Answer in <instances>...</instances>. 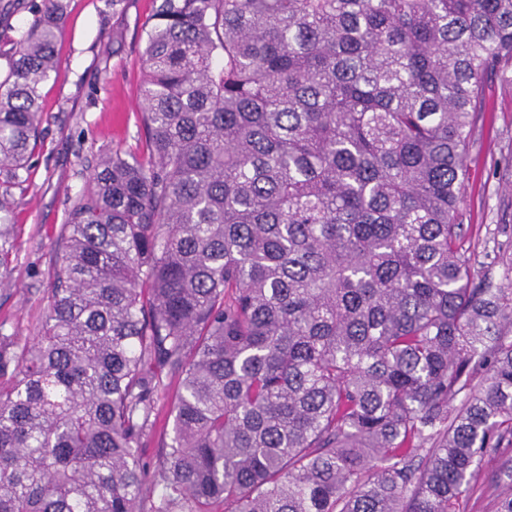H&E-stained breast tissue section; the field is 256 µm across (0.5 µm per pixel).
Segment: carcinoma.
I'll return each mask as SVG.
<instances>
[{"label":"carcinoma","instance_id":"1","mask_svg":"<svg viewBox=\"0 0 512 512\" xmlns=\"http://www.w3.org/2000/svg\"><path fill=\"white\" fill-rule=\"evenodd\" d=\"M66 8L0 78V287ZM145 57L147 154L98 158L0 336V512H463L512 442V256L458 224L512 0H160Z\"/></svg>","mask_w":512,"mask_h":512}]
</instances>
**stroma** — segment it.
I'll use <instances>...</instances> for the list:
<instances>
[{
  "label": "stroma",
  "mask_w": 512,
  "mask_h": 512,
  "mask_svg": "<svg viewBox=\"0 0 512 512\" xmlns=\"http://www.w3.org/2000/svg\"><path fill=\"white\" fill-rule=\"evenodd\" d=\"M44 0H0V47L19 38ZM156 0H67L58 43L59 71L41 86L43 137L31 160L29 189L8 215L20 250L8 288L0 289V333L31 339L48 305V271L61 248L59 228L102 151L143 153L140 122L143 55ZM459 205L462 252L476 270L504 279L512 254V66L489 76L485 110L472 131ZM512 445L490 449L464 500L465 512H496V475Z\"/></svg>",
  "instance_id": "stroma-1"
}]
</instances>
